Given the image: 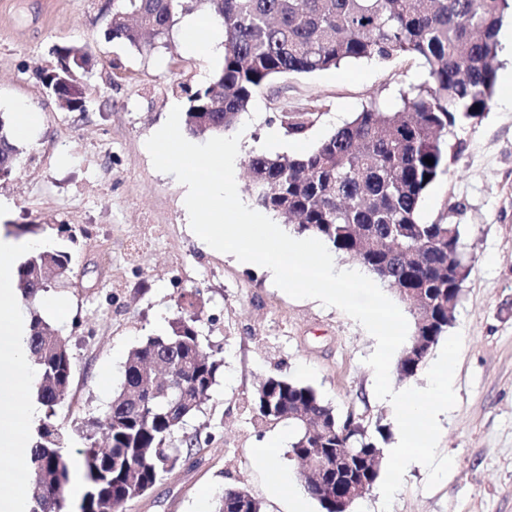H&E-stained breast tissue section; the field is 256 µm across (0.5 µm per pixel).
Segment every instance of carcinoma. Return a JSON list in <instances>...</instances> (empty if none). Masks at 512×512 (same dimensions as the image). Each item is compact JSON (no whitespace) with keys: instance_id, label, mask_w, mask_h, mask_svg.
Instances as JSON below:
<instances>
[{"instance_id":"carcinoma-1","label":"carcinoma","mask_w":512,"mask_h":512,"mask_svg":"<svg viewBox=\"0 0 512 512\" xmlns=\"http://www.w3.org/2000/svg\"><path fill=\"white\" fill-rule=\"evenodd\" d=\"M204 7L224 27V61L208 85L186 90V131L221 135L234 128L257 90L290 73L338 69L356 60H419L428 79L400 96L394 112L370 104L298 156L255 154L246 166L255 203L292 221L299 235L319 237L398 294L420 337L415 357L402 356L400 376H413L447 335L463 286L456 256L463 253L458 224L423 223L419 208L430 185L449 173L462 151L450 142L456 128L480 119L496 91L498 32L512 0H112L105 38L137 50L167 45L180 16ZM67 67L44 75L59 107L83 102V76L92 68L88 46L56 49ZM314 111L286 112L288 136H304L317 122ZM23 148L0 115V180L10 177ZM433 160L429 165L425 159ZM71 272V256L50 250L31 254L17 269L25 300L48 288L50 277ZM29 347L42 382L45 408L29 460L28 512H121L170 475L194 439L172 438L198 412L216 384L223 360L205 350L196 317L182 314L170 329L146 337L130 353L124 378L110 405L67 432L55 421L68 396L73 356L68 342L41 316L30 322ZM259 420L296 425L290 453L326 458L344 448L361 471L383 453L377 435L350 426L316 392L281 377L266 378L253 394ZM107 430L97 444L95 430ZM81 456L84 491L72 510V468L65 449ZM324 512H336V488L304 483ZM214 512H263V504L237 487L216 496Z\"/></svg>"}]
</instances>
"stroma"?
Instances as JSON below:
<instances>
[{
	"instance_id": "35a3bbf8",
	"label": "stroma",
	"mask_w": 512,
	"mask_h": 512,
	"mask_svg": "<svg viewBox=\"0 0 512 512\" xmlns=\"http://www.w3.org/2000/svg\"><path fill=\"white\" fill-rule=\"evenodd\" d=\"M110 17L107 0H0V112L11 115L21 100L40 115L17 171L0 180V197L11 203L0 233L41 239L72 257L68 279L23 305L64 336L73 354L70 392L55 422L68 431L106 408L132 348L190 305L207 351L223 366L175 438L198 433L211 441L124 512H196L201 496L228 487L246 489L264 512H286V502L269 494L255 450L276 440L277 466L299 478L289 453L295 427L257 422L256 386L269 376L310 386L337 413H355L371 430L384 427L382 447L391 449L399 436L394 409L375 398L365 363L376 341L340 309L291 298L261 269L199 244L183 220V185L155 170L144 143L171 104H184L173 86L201 84L202 72L223 60L188 52L175 32L167 47L151 51L106 41ZM70 43L93 54L82 79L84 108L75 112L60 109L41 80L58 64L55 47ZM426 78L419 61L404 56L269 82L236 127L247 146L236 160L240 199L253 202L247 155L307 152L370 103L397 109L401 91ZM503 98L496 93L481 119L457 129L465 148L420 207L421 221L460 225L472 270L449 328L462 334L463 347L457 403L438 442L453 467L431 490L426 467L411 468L391 512H512V107ZM311 107L320 114L315 126L288 136L282 114ZM131 236L140 238V252L114 276ZM56 299L65 301L63 311L51 308Z\"/></svg>"
}]
</instances>
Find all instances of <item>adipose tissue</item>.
<instances>
[{
    "mask_svg": "<svg viewBox=\"0 0 512 512\" xmlns=\"http://www.w3.org/2000/svg\"><path fill=\"white\" fill-rule=\"evenodd\" d=\"M37 247V242L22 244L0 234V512H26L19 488L28 457L26 435L43 415L42 407L25 396L34 375L29 367V322L15 282L17 265ZM256 458L271 493L287 499L288 512H309L307 494L274 465L268 447L257 448Z\"/></svg>",
    "mask_w": 512,
    "mask_h": 512,
    "instance_id": "1",
    "label": "adipose tissue"
}]
</instances>
